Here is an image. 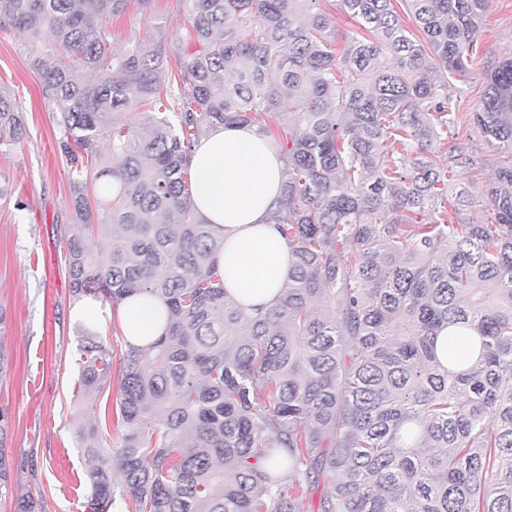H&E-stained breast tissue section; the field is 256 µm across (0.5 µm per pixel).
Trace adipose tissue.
<instances>
[{"label": "adipose tissue", "instance_id": "obj_1", "mask_svg": "<svg viewBox=\"0 0 512 512\" xmlns=\"http://www.w3.org/2000/svg\"><path fill=\"white\" fill-rule=\"evenodd\" d=\"M193 205L224 238L217 255L225 291L247 311L270 305L288 278V247L269 213L281 196L282 161L250 125L216 128L190 158ZM127 341L144 345L164 334L167 311L153 295L135 293L118 306Z\"/></svg>", "mask_w": 512, "mask_h": 512}]
</instances>
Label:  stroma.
Returning a JSON list of instances; mask_svg holds the SVG:
<instances>
[{"label":"stroma","instance_id":"obj_1","mask_svg":"<svg viewBox=\"0 0 512 512\" xmlns=\"http://www.w3.org/2000/svg\"><path fill=\"white\" fill-rule=\"evenodd\" d=\"M114 48L150 32L169 60L185 55L186 13L176 0H153L142 11L131 0L111 22ZM480 63L458 100L453 128L474 160L458 181L475 200L477 215L491 214L484 189L493 178L498 154L470 121L480 104L486 75L512 56V0H489L478 31ZM36 40L0 28V86L23 109L28 139L0 151V176L11 196L0 202V347L7 373L0 377V411L8 416L5 451L10 486L0 495V512H19L33 501L37 512H84L91 492L79 448L77 427L84 399L79 389V349L83 321L76 316L64 267L65 228L73 221L69 167L58 147L60 131L41 87L29 68Z\"/></svg>","mask_w":512,"mask_h":512}]
</instances>
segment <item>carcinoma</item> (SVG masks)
Listing matches in <instances>:
<instances>
[{
  "mask_svg": "<svg viewBox=\"0 0 512 512\" xmlns=\"http://www.w3.org/2000/svg\"><path fill=\"white\" fill-rule=\"evenodd\" d=\"M127 2L0 0V25L45 42L30 65L69 162L72 292L169 311L120 355L119 433L79 429L85 512H110L117 485L132 512H301L321 475L318 512H512V58L473 113L501 155L492 222L448 137L489 0H341L358 31L339 49L319 0H180L175 66L141 39L114 49ZM135 111L137 130L116 122ZM234 124L283 161L271 220L291 268L254 313L226 298L224 238L192 204L191 153ZM27 137L0 88V150ZM81 352L90 413L112 386L93 319Z\"/></svg>",
  "mask_w": 512,
  "mask_h": 512,
  "instance_id": "cac0c4a2",
  "label": "carcinoma"
}]
</instances>
